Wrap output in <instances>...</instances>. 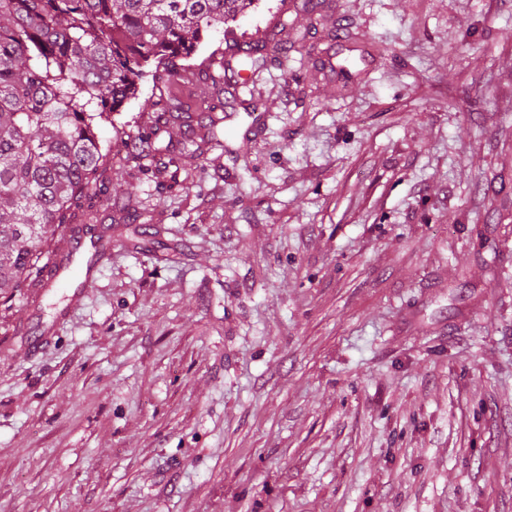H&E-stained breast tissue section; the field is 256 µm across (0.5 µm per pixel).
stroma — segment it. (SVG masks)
Segmentation results:
<instances>
[{
	"label": "stroma",
	"mask_w": 512,
	"mask_h": 512,
	"mask_svg": "<svg viewBox=\"0 0 512 512\" xmlns=\"http://www.w3.org/2000/svg\"><path fill=\"white\" fill-rule=\"evenodd\" d=\"M216 50L174 91L234 136L144 78L89 287L0 293V512H512V0H257Z\"/></svg>",
	"instance_id": "35a3bbf8"
}]
</instances>
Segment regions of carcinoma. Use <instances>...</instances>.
I'll list each match as a JSON object with an SVG mask.
<instances>
[{
    "instance_id": "cac0c4a2",
    "label": "carcinoma",
    "mask_w": 512,
    "mask_h": 512,
    "mask_svg": "<svg viewBox=\"0 0 512 512\" xmlns=\"http://www.w3.org/2000/svg\"><path fill=\"white\" fill-rule=\"evenodd\" d=\"M254 0H0V289L47 288L42 247L107 193L97 122L137 93L142 67L174 84L205 36ZM240 70L264 68L246 53Z\"/></svg>"
}]
</instances>
